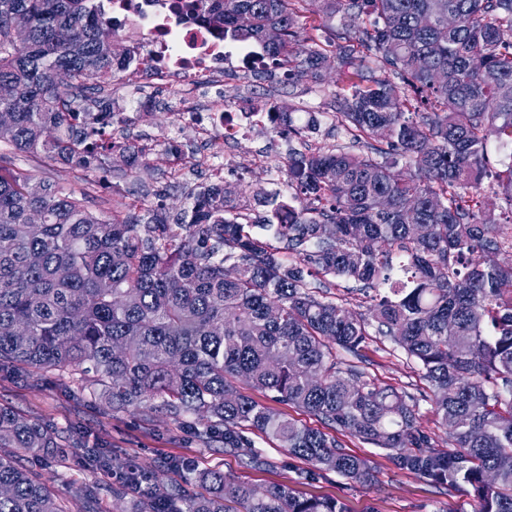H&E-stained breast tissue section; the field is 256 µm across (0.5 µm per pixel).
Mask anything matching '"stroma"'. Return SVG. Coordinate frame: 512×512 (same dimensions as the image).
<instances>
[{"mask_svg":"<svg viewBox=\"0 0 512 512\" xmlns=\"http://www.w3.org/2000/svg\"><path fill=\"white\" fill-rule=\"evenodd\" d=\"M346 85L336 62L331 61L317 82L294 84L284 78L273 80L265 74H252L230 84L226 94L232 99L242 97L271 102L280 111L293 113L295 120L302 122L308 115H315L320 127L313 136L314 141L332 144L349 140L345 132L335 129L332 117L336 94ZM201 106L202 101L198 98L175 102L165 89L157 91L154 104L148 107L140 108L116 100L115 107L124 113L126 121L109 127L108 134L119 143L154 145L155 150L148 157L150 168L145 172L127 175V161L118 154L111 156L107 170L88 175L75 165L44 157L33 159L24 155L19 165L29 170L35 181H50L74 193H86L88 206L97 212L107 209L116 189L138 197L149 207L163 204L173 210L179 209L185 205L188 191L207 184L208 176L200 169L190 168L180 179H171L166 148L173 144L186 152L199 150L196 126L176 121L174 114ZM246 148L254 157L253 163L225 175L224 183L244 188L248 208L263 214L267 208L261 199L275 188L264 158L269 154L287 156L288 141L279 136L256 133L247 140ZM336 359L341 364L357 366L365 379L408 392L417 401L420 428L437 444H444L445 429L430 402L429 385L401 349L383 337L373 336L358 354L340 350ZM0 405L68 428L70 446L64 449L61 460L45 464L29 454L19 455L18 460L37 469L43 481L60 496H67L69 487L74 485L93 486L91 512H127L129 507L127 499L114 494L124 482L121 468L114 465L93 471L81 464L86 449L97 447L111 454L121 453L140 463L153 472L161 484L184 485L191 495L201 493V486L195 482L185 483L181 473L168 469L169 459L185 461L198 471L224 472L227 478L258 489L288 483L303 496L339 500L347 512H473L475 508L465 489L435 487L415 474L399 470L389 451L346 433L339 436L346 451L370 460L373 468L370 481L353 482L329 471H318L307 479H298L300 461L256 434L251 440L268 464L261 468L250 467L244 457L202 447L191 429L175 424L165 414L114 410L103 399L91 397L77 385L62 382L50 374L0 372Z\"/></svg>","mask_w":512,"mask_h":512,"instance_id":"stroma-1","label":"stroma"}]
</instances>
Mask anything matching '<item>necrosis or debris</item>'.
I'll list each match as a JSON object with an SVG mask.
<instances>
[{
	"instance_id": "obj_1",
	"label": "necrosis or debris",
	"mask_w": 512,
	"mask_h": 512,
	"mask_svg": "<svg viewBox=\"0 0 512 512\" xmlns=\"http://www.w3.org/2000/svg\"><path fill=\"white\" fill-rule=\"evenodd\" d=\"M177 0H113L111 4L117 34L131 35L134 65L123 68L116 90L136 91L142 86H160L181 96L211 88L215 94L206 111L178 113V120H191L199 128L204 145L200 153L189 156L175 152L173 169L185 165L208 171L216 183H223L226 171L251 163L249 155L227 154L231 145L243 144L253 129L276 134L269 113H258L253 124L242 123L239 105L218 96L228 77L253 73L251 51H229L221 38L205 24L183 18L174 9Z\"/></svg>"
}]
</instances>
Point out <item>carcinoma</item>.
Here are the masks:
<instances>
[{
    "label": "carcinoma",
    "mask_w": 512,
    "mask_h": 512,
    "mask_svg": "<svg viewBox=\"0 0 512 512\" xmlns=\"http://www.w3.org/2000/svg\"><path fill=\"white\" fill-rule=\"evenodd\" d=\"M231 42L259 46L288 80L316 79L328 52L351 69L333 117L352 144L288 153V191L258 224L206 186L191 207L148 208L123 194L95 213L73 192L33 181L27 153L104 170L105 138L125 118L91 84L132 58L103 0H0V370L47 371L116 409L164 412L207 448L266 460L245 436L276 442L313 469L372 478L337 433L391 452L436 486L469 488L474 512H512V260L507 229L481 192L490 138L512 143V0H185ZM340 17L329 37H301L296 17ZM431 25L424 28L419 19ZM275 27L278 41L266 40ZM69 31L59 42L55 32ZM288 137L305 140L313 119ZM34 211L42 223H27ZM235 275H224L225 267ZM336 279L375 293L368 312L326 291ZM402 349L432 386L448 431L440 448L417 402L336 362L371 334ZM244 378L316 418L286 419L236 387ZM65 431L0 407V512H65L15 459H55ZM88 468L112 459L91 448ZM128 512H345L287 484L262 491L219 471L208 492L142 488Z\"/></svg>",
    "instance_id": "1"
}]
</instances>
